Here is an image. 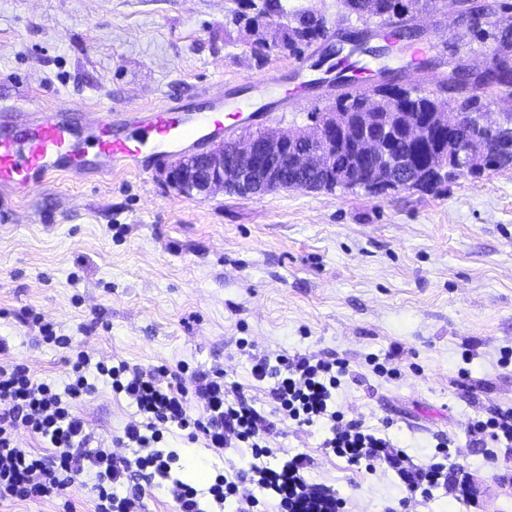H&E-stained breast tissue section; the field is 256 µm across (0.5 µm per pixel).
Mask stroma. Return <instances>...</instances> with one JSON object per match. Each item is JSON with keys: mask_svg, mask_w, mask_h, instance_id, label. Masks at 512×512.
I'll use <instances>...</instances> for the list:
<instances>
[{"mask_svg": "<svg viewBox=\"0 0 512 512\" xmlns=\"http://www.w3.org/2000/svg\"><path fill=\"white\" fill-rule=\"evenodd\" d=\"M324 21L302 57L255 58L236 23L240 0H0V97L27 108L66 103L121 112L223 93L228 108L268 103L265 81L293 89L301 106L235 124L307 125L343 87L312 62L338 30H358L338 0H282ZM435 47L431 68L385 58L394 86L435 87L455 54L489 66L494 45L456 39L445 0L410 18ZM307 66L298 73L297 63ZM159 154L139 170L60 173L25 195L0 189L13 220L0 222V338L37 379L62 380L66 350L33 343L30 313L95 358L150 370L185 362L252 385L241 342L270 353L309 350L349 364L337 395L346 418L387 428L409 468L446 462L448 483L416 512H512V444L475 443L472 419L512 408V169L459 176L432 191L380 196L339 189L189 196L168 188ZM399 350V374L372 359ZM97 441L111 444L129 419L107 385L81 406ZM317 428L279 422L276 457L304 454L310 482L330 487L340 512H402L405 484L326 454ZM447 439V454L436 444Z\"/></svg>", "mask_w": 512, "mask_h": 512, "instance_id": "1", "label": "stroma"}]
</instances>
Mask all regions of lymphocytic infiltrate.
Listing matches in <instances>:
<instances>
[{"label":"lymphocytic infiltrate","mask_w":512,"mask_h":512,"mask_svg":"<svg viewBox=\"0 0 512 512\" xmlns=\"http://www.w3.org/2000/svg\"><path fill=\"white\" fill-rule=\"evenodd\" d=\"M248 356L251 376L267 399L263 408L223 369L193 371L183 362L157 376L127 360L97 361L81 350L69 359L63 381L38 380L0 339V503L55 500L58 512H76L73 490L89 475L94 512H143L144 484L151 480L172 497L177 512H255L259 505L266 512H294L304 499L339 512L341 501L307 480L303 454L271 463L268 439L278 418L321 429L325 452L348 464L400 471L408 499L429 500L441 486L442 464L405 470V453L389 436L337 410V392L348 373L344 359L255 348ZM101 383L133 409L113 449L92 446L90 424L78 412ZM177 429L215 457L245 446L250 459L234 477L219 474L209 486H194L174 471L177 453L162 447L165 434ZM468 432L482 443H512V408L490 409L470 422ZM23 435L49 448V455L20 447Z\"/></svg>","instance_id":"lymphocytic-infiltrate-1"}]
</instances>
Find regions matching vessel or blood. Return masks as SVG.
<instances>
[{"mask_svg":"<svg viewBox=\"0 0 512 512\" xmlns=\"http://www.w3.org/2000/svg\"><path fill=\"white\" fill-rule=\"evenodd\" d=\"M82 111L60 105L51 112L28 111L0 103V187L25 193L56 175L59 170L77 175L88 166L108 175L135 165L146 146L173 147L206 134L223 135L220 112L177 111L173 106L154 107L144 112H116L101 104L91 120H84L86 140L93 156L76 149L71 136ZM127 127L128 137L114 135L113 127Z\"/></svg>","mask_w":512,"mask_h":512,"instance_id":"vessel-or-blood-1","label":"vessel or blood"}]
</instances>
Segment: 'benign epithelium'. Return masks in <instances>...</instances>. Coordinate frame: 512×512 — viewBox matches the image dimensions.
Segmentation results:
<instances>
[{"instance_id": "benign-epithelium-1", "label": "benign epithelium", "mask_w": 512, "mask_h": 512, "mask_svg": "<svg viewBox=\"0 0 512 512\" xmlns=\"http://www.w3.org/2000/svg\"><path fill=\"white\" fill-rule=\"evenodd\" d=\"M480 0H448V10L466 32L487 26ZM469 74L471 83L487 80L486 71H473L461 57L448 60V74L442 90L448 101L436 106L427 118L413 113L389 112L388 102L370 93L364 97L362 111L316 112L312 125L283 132L269 127L256 136L236 137L199 153L186 154L177 164L163 169L164 181L183 194L210 196L217 192L241 196L260 195L284 188L288 174L320 178L294 182V188L325 191L345 185L347 190H401L435 185L452 175L477 174L486 169L488 154L512 166V124L483 112L479 123L493 135L494 148L478 144L471 133V114L462 109L456 93V76ZM401 131L407 139L430 148L428 158L413 162L392 153L391 133ZM453 132L452 148L432 147L443 132Z\"/></svg>"}]
</instances>
